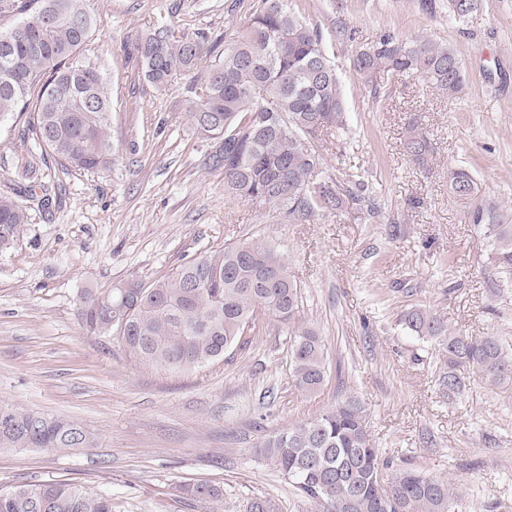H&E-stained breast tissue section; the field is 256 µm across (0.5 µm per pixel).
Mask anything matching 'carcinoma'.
Returning a JSON list of instances; mask_svg holds the SVG:
<instances>
[{"mask_svg":"<svg viewBox=\"0 0 512 512\" xmlns=\"http://www.w3.org/2000/svg\"><path fill=\"white\" fill-rule=\"evenodd\" d=\"M479 0H448L458 21L477 11ZM22 17L0 41L8 46L11 85L0 87V122L28 114L24 134L61 167L97 173L117 154L107 129L111 98L98 67L83 57L98 19L85 0H0V18ZM144 79L164 88L173 73L190 75L214 58L196 84L195 132L215 141L209 156L224 170L229 197L269 207L303 224L343 201L336 183L319 179L321 154L312 143L345 129V101L318 27L292 11L288 0H258L247 26L211 39L157 27L137 39ZM366 81L381 70L418 76L452 97L466 84L456 50L429 38L403 41L387 33L353 58ZM406 153L420 164L432 153L427 136L410 124ZM452 194L471 199L477 183L470 169L450 171ZM473 223L491 238L496 265L512 274V206L476 205ZM27 207L0 196V248L27 223ZM79 317L88 330L115 337L142 364L170 371L202 367L224 356L262 310L287 327L292 375L303 391L325 382L324 344L300 318L302 296L284 256L267 240L253 238L213 250L175 272L146 283L127 280L107 292L86 289ZM406 328L434 341L448 356L443 385L457 393L458 366H473L494 384H512V353L496 336L452 331L423 309L404 316ZM95 437L77 422L0 406V448L62 451L92 445ZM263 455L318 512H455L457 493L447 479L415 469L388 475V463L366 428V411L348 395L325 413L263 443ZM203 500L217 488H184ZM112 512V498L72 483L19 484L0 492V512Z\"/></svg>","mask_w":512,"mask_h":512,"instance_id":"cac0c4a2","label":"carcinoma"}]
</instances>
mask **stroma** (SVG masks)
I'll return each mask as SVG.
<instances>
[{
    "mask_svg": "<svg viewBox=\"0 0 512 512\" xmlns=\"http://www.w3.org/2000/svg\"><path fill=\"white\" fill-rule=\"evenodd\" d=\"M253 2L87 0L99 24L83 55L112 89L119 159L109 170H64L24 138L19 119L0 123V192L29 215L0 249V405L71 419L95 436L56 453L0 449V490L75 483L110 496L112 512H246L255 500L317 512L261 445L354 394L395 467L450 479L457 512H512V385L464 367L463 390L449 394L447 358L402 322L421 308L512 349V277L470 219L476 200L512 204V0H480L463 23L447 0H291L320 29L346 105V128L327 139L320 166L344 191L343 207L304 224L225 195L222 170L207 164L212 144L187 119L192 82L178 73L154 89L136 56L137 36L159 25L191 37L243 29ZM388 32L453 46L464 89L447 98L386 71L364 82L352 58ZM411 122L432 144L427 165L404 150ZM455 166L474 172L476 199L452 196ZM356 179L364 190L346 194ZM42 184L54 190L45 204L30 198ZM254 237L287 257L301 316L325 345L317 391L296 387L287 329L267 313L223 358L183 373L134 361L78 316L83 289L150 282ZM199 482L218 501L181 493Z\"/></svg>",
    "mask_w": 512,
    "mask_h": 512,
    "instance_id": "1",
    "label": "stroma"
}]
</instances>
